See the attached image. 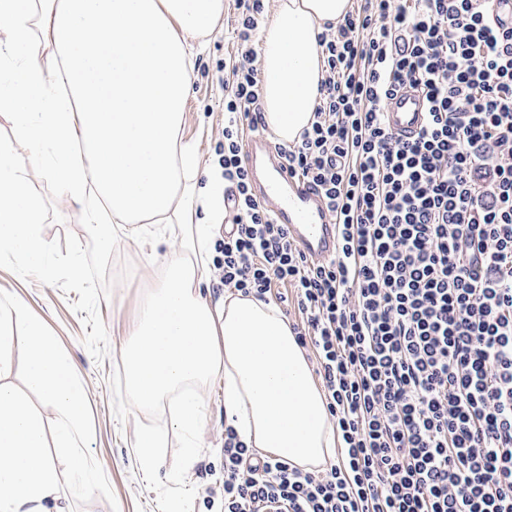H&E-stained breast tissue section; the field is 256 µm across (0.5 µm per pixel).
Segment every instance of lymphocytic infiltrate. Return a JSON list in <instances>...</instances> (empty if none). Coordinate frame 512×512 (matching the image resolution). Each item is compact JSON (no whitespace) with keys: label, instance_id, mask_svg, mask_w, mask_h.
I'll use <instances>...</instances> for the list:
<instances>
[{"label":"lymphocytic infiltrate","instance_id":"1","mask_svg":"<svg viewBox=\"0 0 512 512\" xmlns=\"http://www.w3.org/2000/svg\"><path fill=\"white\" fill-rule=\"evenodd\" d=\"M236 0L225 57V291L296 309L339 442L305 471L224 430V512H512V27L495 0H360L319 36L321 96L280 152L338 226L308 260L254 196L245 128L264 121L255 32ZM419 89L427 122L384 112ZM425 111L423 95L416 88L403 87L388 100L386 107L388 126L398 136H414L424 126Z\"/></svg>","mask_w":512,"mask_h":512}]
</instances>
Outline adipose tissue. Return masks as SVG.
<instances>
[{"mask_svg":"<svg viewBox=\"0 0 512 512\" xmlns=\"http://www.w3.org/2000/svg\"><path fill=\"white\" fill-rule=\"evenodd\" d=\"M350 0H281L261 32L264 119L280 142L298 137L319 101L326 24ZM224 16V0H0V249L25 269H47L43 204L34 178L52 180L101 243L113 225H150L179 238L162 256L129 327L122 369L133 404L180 397L172 425L195 461L205 427L204 386L224 376V422L260 455L314 470L334 461L336 430L302 347L274 305L202 295L211 245L225 216L224 169L201 168L180 130L197 50ZM0 307V512H44L58 501L56 467L39 413L4 384L24 348L27 385L59 416L57 437L78 432L85 393L42 325L16 338Z\"/></svg>","mask_w":512,"mask_h":512,"instance_id":"adipose-tissue-1","label":"adipose tissue"}]
</instances>
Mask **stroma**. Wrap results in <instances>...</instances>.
<instances>
[{"label":"stroma","instance_id":"obj_1","mask_svg":"<svg viewBox=\"0 0 512 512\" xmlns=\"http://www.w3.org/2000/svg\"><path fill=\"white\" fill-rule=\"evenodd\" d=\"M220 25L206 38L207 49L190 73V91L181 134L196 143L201 166L219 161L215 147L224 126V85L217 67L235 47L228 32L234 0H224ZM33 193L44 205L42 234L54 271L20 269L0 254V303L19 304L26 318L39 321L70 361L86 395L83 435L73 448L57 449L58 486L72 512H165L167 501H181V512H224V379L205 388L206 428L199 456L185 463L186 439L172 428L168 406L144 412L132 404L120 359L126 327L138 313L152 276L137 239L115 235L108 249L84 224L76 208L63 203L55 184L36 179ZM81 262L71 274L68 262ZM151 427L163 432V467L144 475L136 458V434ZM85 460L87 473L76 480L70 454Z\"/></svg>","mask_w":512,"mask_h":512}]
</instances>
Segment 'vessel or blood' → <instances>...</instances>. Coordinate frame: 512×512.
Here are the masks:
<instances>
[{
  "label": "vessel or blood",
  "mask_w": 512,
  "mask_h": 512,
  "mask_svg": "<svg viewBox=\"0 0 512 512\" xmlns=\"http://www.w3.org/2000/svg\"><path fill=\"white\" fill-rule=\"evenodd\" d=\"M425 111L423 95L416 88L403 87L388 100V126L398 136H414L424 126ZM243 152L253 191L268 207L274 223L287 225L299 250L310 260L332 259L338 248L337 227L319 190L289 173L287 163L272 146L265 128L255 130Z\"/></svg>",
  "instance_id": "obj_1"
}]
</instances>
